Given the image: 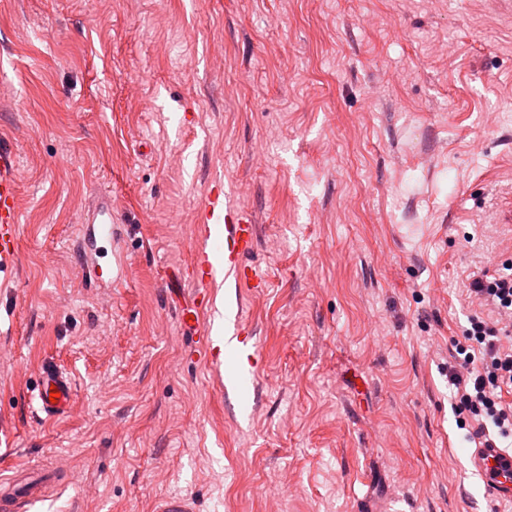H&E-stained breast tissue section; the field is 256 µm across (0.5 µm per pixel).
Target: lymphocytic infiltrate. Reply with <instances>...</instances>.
Instances as JSON below:
<instances>
[{
	"mask_svg": "<svg viewBox=\"0 0 512 512\" xmlns=\"http://www.w3.org/2000/svg\"><path fill=\"white\" fill-rule=\"evenodd\" d=\"M469 291L507 316L508 323L469 317L462 339L452 345L454 363L448 368L456 390L453 410L475 424L476 436H486L492 427L506 435L512 433V272H474Z\"/></svg>",
	"mask_w": 512,
	"mask_h": 512,
	"instance_id": "f902f5d3",
	"label": "lymphocytic infiltrate"
}]
</instances>
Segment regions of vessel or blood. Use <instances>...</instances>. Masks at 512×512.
<instances>
[{"instance_id":"vessel-or-blood-1","label":"vessel or blood","mask_w":512,"mask_h":512,"mask_svg":"<svg viewBox=\"0 0 512 512\" xmlns=\"http://www.w3.org/2000/svg\"><path fill=\"white\" fill-rule=\"evenodd\" d=\"M17 160L14 149L0 145V270L12 266L16 259L19 237V207L17 193ZM98 203L82 227V241L87 246H99L112 240L115 226L107 193H97ZM220 225L223 245L216 255H209L205 245L212 225ZM195 251L192 279L201 294L193 307L183 310L181 322L200 328L201 317L211 308L209 288L218 276L241 285L254 282L257 273L246 259L257 245V226L251 216L233 208L224 200L223 184H216L207 194L195 228ZM230 342L246 351L248 362H255L258 350L252 332L246 331L241 318L230 320L226 328ZM74 389L68 374L54 363H44L40 369L35 399L46 417L63 415L69 409ZM469 462L482 478L489 496L496 501L512 503V449L483 448L472 450ZM64 477L62 470L51 465L30 468L23 466L6 478H0V512H31L46 500Z\"/></svg>"}]
</instances>
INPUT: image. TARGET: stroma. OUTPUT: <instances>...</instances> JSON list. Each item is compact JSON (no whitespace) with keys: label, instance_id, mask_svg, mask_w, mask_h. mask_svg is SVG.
<instances>
[{"label":"stroma","instance_id":"stroma-1","mask_svg":"<svg viewBox=\"0 0 512 512\" xmlns=\"http://www.w3.org/2000/svg\"><path fill=\"white\" fill-rule=\"evenodd\" d=\"M1 139L0 476H75L32 512H512L448 386L470 273L512 264L503 0H0ZM217 179L259 226L264 286L214 291L255 334L245 379L170 282ZM100 191L108 286L80 253ZM47 361L75 385L50 421ZM17 160L14 149L0 145V270H7L16 259L19 237Z\"/></svg>","mask_w":512,"mask_h":512}]
</instances>
